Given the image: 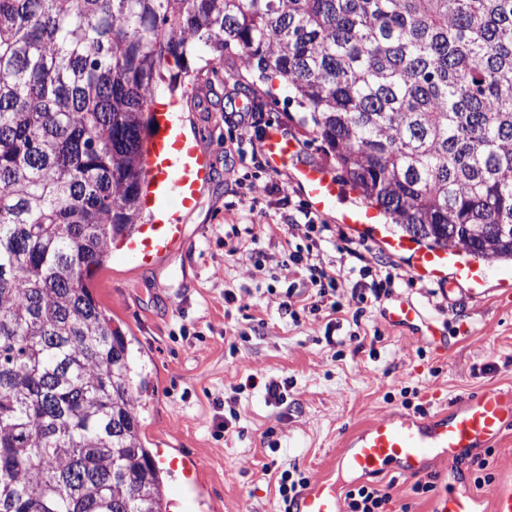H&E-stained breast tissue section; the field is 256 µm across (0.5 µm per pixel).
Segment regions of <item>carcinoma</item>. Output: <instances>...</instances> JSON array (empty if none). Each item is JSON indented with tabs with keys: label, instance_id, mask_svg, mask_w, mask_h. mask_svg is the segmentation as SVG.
Segmentation results:
<instances>
[{
	"label": "carcinoma",
	"instance_id": "cac0c4a2",
	"mask_svg": "<svg viewBox=\"0 0 512 512\" xmlns=\"http://www.w3.org/2000/svg\"><path fill=\"white\" fill-rule=\"evenodd\" d=\"M233 49L395 232L512 262V0H0V512H167L91 280L157 96Z\"/></svg>",
	"mask_w": 512,
	"mask_h": 512
}]
</instances>
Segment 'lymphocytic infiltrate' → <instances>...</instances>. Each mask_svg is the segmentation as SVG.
I'll list each match as a JSON object with an SVG mask.
<instances>
[{"label":"lymphocytic infiltrate","instance_id":"f902f5d3","mask_svg":"<svg viewBox=\"0 0 512 512\" xmlns=\"http://www.w3.org/2000/svg\"><path fill=\"white\" fill-rule=\"evenodd\" d=\"M287 221L288 237L274 260L288 281L277 311L293 325H300L304 315L324 312L346 316L358 326L368 308L391 296L399 280L392 267L365 264L360 249L349 240L327 252L331 227L307 202L295 204ZM301 282L311 285V293L298 292Z\"/></svg>","mask_w":512,"mask_h":512}]
</instances>
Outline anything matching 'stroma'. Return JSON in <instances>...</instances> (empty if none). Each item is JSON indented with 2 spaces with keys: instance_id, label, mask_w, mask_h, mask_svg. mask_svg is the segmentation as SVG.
Returning <instances> with one entry per match:
<instances>
[{
  "instance_id": "stroma-1",
  "label": "stroma",
  "mask_w": 512,
  "mask_h": 512,
  "mask_svg": "<svg viewBox=\"0 0 512 512\" xmlns=\"http://www.w3.org/2000/svg\"><path fill=\"white\" fill-rule=\"evenodd\" d=\"M237 55L224 58L221 72L186 85L170 122L206 149L213 177L191 208H175L183 226V244L153 267L110 259L92 281V292L131 343L139 368L149 380L142 413L148 446L179 448L203 463L200 475L163 470L167 490L203 486L217 512H280L275 488L279 472L298 468L314 480L333 472L341 490L368 483L389 488L393 512H432L435 494L416 495L413 482L386 476L364 477L333 470L345 438L356 429L393 414H434L448 404L489 386L512 387V268L492 264L485 299L473 300L465 283H457L447 300L430 294L433 281L409 277L407 262L382 249L377 240L354 228L347 236L364 244L373 261L397 265L403 279L396 295L411 299L424 318L448 334V351L436 356L417 331L393 326L382 308H374L350 341L349 323L335 330L341 347L327 345V317L288 324L269 301V289L284 292L285 281L270 271L250 280L249 311L226 303L225 290L238 287L251 235L237 232L250 225L268 253H277L288 236V211L271 195L259 213L242 204L250 183L281 182L279 174L261 171L250 161L251 145L264 127H238L234 104L251 99L264 112L266 125L276 124L302 147L306 159L335 169L325 144L299 122L289 92L274 83L269 96L252 90ZM286 382L282 402L264 390L268 378ZM237 412L226 434L217 426ZM488 458L493 485L477 488L475 461ZM273 472H265V464ZM427 473L436 485L452 482L462 493L491 505L496 483L512 476V430L493 454L479 449L466 455L455 472L431 461Z\"/></svg>"
}]
</instances>
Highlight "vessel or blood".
<instances>
[{"label": "vessel or blood", "instance_id": "obj_1", "mask_svg": "<svg viewBox=\"0 0 512 512\" xmlns=\"http://www.w3.org/2000/svg\"><path fill=\"white\" fill-rule=\"evenodd\" d=\"M263 143L270 171H291L315 212L332 211L337 200L346 195L345 184L323 165L305 160L295 141L280 127H269ZM145 163L150 180L146 204L157 210L173 197L182 207H191L210 174L207 151L182 138L162 113L157 116ZM342 221L370 229L388 253L408 257L413 276L440 281L452 276L467 284L472 298L486 297L487 265L466 250L431 249L411 236L392 234L378 211L367 206L345 209ZM181 242V225L144 224L120 248L123 257L149 268ZM385 315L393 323L410 326L419 318L420 310L410 299L398 297ZM511 428L512 388L489 387L427 418L392 414L368 423L346 439L336 463L361 475L394 472L413 478L423 474L427 463L436 459L453 471L468 451L492 447ZM475 503V498L448 488L439 495L435 512H475ZM290 512H345V502L335 479L325 475L300 490Z\"/></svg>", "mask_w": 512, "mask_h": 512}]
</instances>
